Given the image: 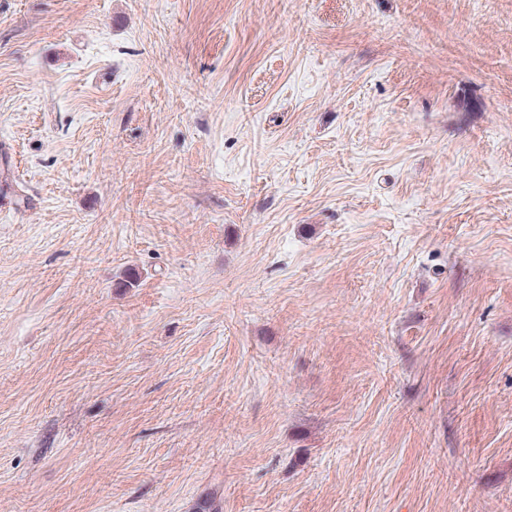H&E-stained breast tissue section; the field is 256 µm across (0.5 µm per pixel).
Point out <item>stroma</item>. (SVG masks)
I'll use <instances>...</instances> for the list:
<instances>
[{
    "instance_id": "1",
    "label": "stroma",
    "mask_w": 512,
    "mask_h": 512,
    "mask_svg": "<svg viewBox=\"0 0 512 512\" xmlns=\"http://www.w3.org/2000/svg\"><path fill=\"white\" fill-rule=\"evenodd\" d=\"M0 512H512V0H0Z\"/></svg>"
}]
</instances>
